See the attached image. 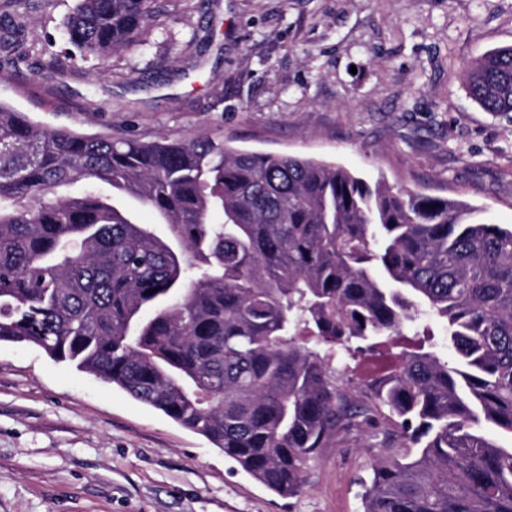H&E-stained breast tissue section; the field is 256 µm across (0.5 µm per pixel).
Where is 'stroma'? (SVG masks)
Returning <instances> with one entry per match:
<instances>
[{"mask_svg": "<svg viewBox=\"0 0 512 512\" xmlns=\"http://www.w3.org/2000/svg\"><path fill=\"white\" fill-rule=\"evenodd\" d=\"M75 5L0 0V102L85 134L333 162L512 225V115L464 78L512 45V0H156L139 44L88 61L64 33ZM374 454L352 433L281 497L122 390L0 343V512H362Z\"/></svg>", "mask_w": 512, "mask_h": 512, "instance_id": "obj_1", "label": "stroma"}]
</instances>
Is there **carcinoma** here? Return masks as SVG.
<instances>
[{"label": "carcinoma", "instance_id": "1", "mask_svg": "<svg viewBox=\"0 0 512 512\" xmlns=\"http://www.w3.org/2000/svg\"><path fill=\"white\" fill-rule=\"evenodd\" d=\"M153 3L77 0L65 33L86 59L118 53L154 25ZM467 84L511 114L512 46ZM425 316L442 342L407 337ZM1 341L76 363L280 496L358 429L380 448L362 512H512V226L467 203L207 137L47 128L0 105ZM353 341L401 352L349 391L332 361Z\"/></svg>", "mask_w": 512, "mask_h": 512}]
</instances>
